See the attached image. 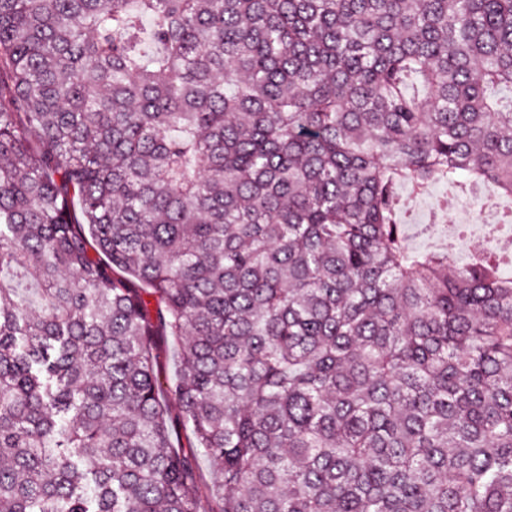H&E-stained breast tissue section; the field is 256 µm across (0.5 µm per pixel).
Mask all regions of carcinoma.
I'll list each match as a JSON object with an SVG mask.
<instances>
[{"instance_id": "1", "label": "carcinoma", "mask_w": 512, "mask_h": 512, "mask_svg": "<svg viewBox=\"0 0 512 512\" xmlns=\"http://www.w3.org/2000/svg\"><path fill=\"white\" fill-rule=\"evenodd\" d=\"M435 185L512 197V0H0V512H512ZM173 339L161 336L158 341V377L165 388L172 383V379L176 373V348Z\"/></svg>"}]
</instances>
